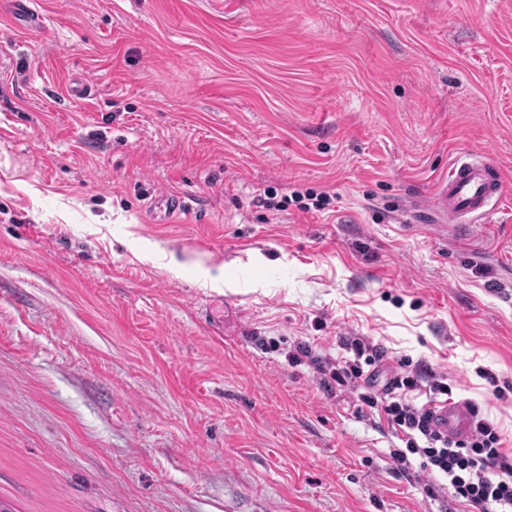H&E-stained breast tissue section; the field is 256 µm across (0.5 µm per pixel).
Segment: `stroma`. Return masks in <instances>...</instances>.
<instances>
[{
	"label": "stroma",
	"mask_w": 512,
	"mask_h": 512,
	"mask_svg": "<svg viewBox=\"0 0 512 512\" xmlns=\"http://www.w3.org/2000/svg\"><path fill=\"white\" fill-rule=\"evenodd\" d=\"M29 2L0 0V501L462 512L323 370L368 337L378 384L424 361L512 450V0ZM481 154L493 221L444 231L418 206Z\"/></svg>",
	"instance_id": "1"
}]
</instances>
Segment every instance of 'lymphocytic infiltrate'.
I'll return each mask as SVG.
<instances>
[{
	"mask_svg": "<svg viewBox=\"0 0 512 512\" xmlns=\"http://www.w3.org/2000/svg\"><path fill=\"white\" fill-rule=\"evenodd\" d=\"M344 342L354 361L336 365L330 377L338 389L350 392L357 412L384 418L401 440L390 456L403 471L426 474L427 497L449 494L467 512H512V452L497 425L477 404L468 403L472 433L464 440L448 439L434 424L433 408L451 389L424 366L399 367L383 387H376L377 366L384 350L363 336Z\"/></svg>",
	"mask_w": 512,
	"mask_h": 512,
	"instance_id": "lymphocytic-infiltrate-1",
	"label": "lymphocytic infiltrate"
}]
</instances>
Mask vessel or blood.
I'll list each match as a JSON object with an SVG mask.
<instances>
[{"label":"vessel or blood","instance_id":"vessel-or-blood-1","mask_svg":"<svg viewBox=\"0 0 512 512\" xmlns=\"http://www.w3.org/2000/svg\"><path fill=\"white\" fill-rule=\"evenodd\" d=\"M504 190L502 170L492 159L456 160L438 186L426 209L438 221L452 223L454 233H462L463 222L486 218L501 199ZM436 420L449 438L462 440L471 431L469 413L463 403L439 404Z\"/></svg>","mask_w":512,"mask_h":512}]
</instances>
